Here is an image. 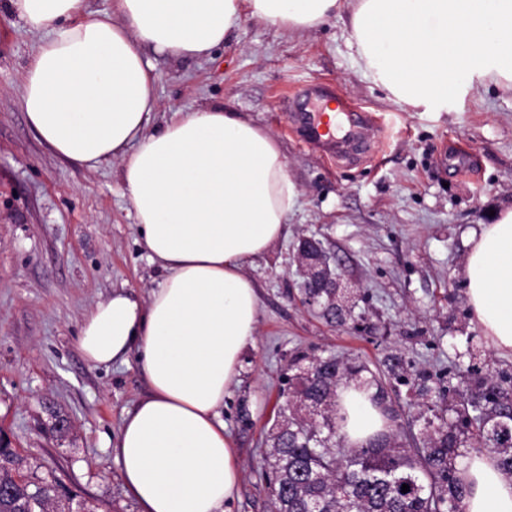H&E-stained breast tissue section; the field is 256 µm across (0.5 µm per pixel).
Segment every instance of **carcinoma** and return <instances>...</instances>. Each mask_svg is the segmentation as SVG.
I'll return each mask as SVG.
<instances>
[{"label": "carcinoma", "mask_w": 512, "mask_h": 512, "mask_svg": "<svg viewBox=\"0 0 512 512\" xmlns=\"http://www.w3.org/2000/svg\"><path fill=\"white\" fill-rule=\"evenodd\" d=\"M353 305V292L342 288L336 298L322 299L320 308L328 321L343 325ZM310 367L311 374L305 368L288 377V401L305 404L310 416L284 408L270 434L273 512H460L464 487L456 460L466 446L492 449L503 475L512 478V387L504 386L506 379L474 377L459 424L428 419L427 446L400 448L402 415L382 405L386 394L376 377L357 379L366 366L329 356ZM354 380L375 389L373 402L388 425L381 438L350 448L342 435L338 391ZM13 463V451H0V512H60L52 509L50 487L16 477Z\"/></svg>", "instance_id": "cac0c4a2"}]
</instances>
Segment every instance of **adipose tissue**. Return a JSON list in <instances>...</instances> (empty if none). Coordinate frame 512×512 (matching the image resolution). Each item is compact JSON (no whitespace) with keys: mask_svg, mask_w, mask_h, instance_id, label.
Returning a JSON list of instances; mask_svg holds the SVG:
<instances>
[{"mask_svg":"<svg viewBox=\"0 0 512 512\" xmlns=\"http://www.w3.org/2000/svg\"><path fill=\"white\" fill-rule=\"evenodd\" d=\"M38 41L21 80L29 125L51 152L94 171L116 165L148 260L161 278L92 306L77 348L93 367L137 356L148 392L109 449L138 512H231L239 466L224 396L259 327L245 268L286 233L299 190L276 136L205 105L161 116L149 55H212L243 17L282 31L341 17L360 72L395 101L444 112L474 85L512 89V0H8ZM461 274L471 313L512 353V207L471 238ZM349 443L382 428L368 391L342 388ZM462 512H512L494 456L458 467Z\"/></svg>","mask_w":512,"mask_h":512,"instance_id":"adipose-tissue-1","label":"adipose tissue"}]
</instances>
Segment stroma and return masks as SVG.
<instances>
[{
	"mask_svg": "<svg viewBox=\"0 0 512 512\" xmlns=\"http://www.w3.org/2000/svg\"><path fill=\"white\" fill-rule=\"evenodd\" d=\"M340 18L293 35L250 18L205 61L160 55L157 95L170 112L225 105L278 138L298 204L288 234L247 265L259 297L255 345L224 397L240 466L232 512H270L266 436L295 353L335 354L381 376L411 418L399 442L423 446L424 422H456L472 369L512 376L472 322L459 271L469 236L512 205V89H468L444 112L394 101L358 72ZM37 35L0 0V436L25 479L52 484L72 512H138L105 446L146 393L137 361L95 368L76 341L85 313L113 291L146 296L160 278L114 168L55 156L29 126L21 75ZM329 85L383 128L354 164L327 159L288 121V99ZM322 244L357 305L344 325L303 305L302 239ZM401 360L386 375L384 360ZM70 421L67 430L55 427Z\"/></svg>",
	"mask_w": 512,
	"mask_h": 512,
	"instance_id": "stroma-1",
	"label": "stroma"
}]
</instances>
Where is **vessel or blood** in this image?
<instances>
[{"label":"vessel or blood","mask_w":512,"mask_h":512,"mask_svg":"<svg viewBox=\"0 0 512 512\" xmlns=\"http://www.w3.org/2000/svg\"><path fill=\"white\" fill-rule=\"evenodd\" d=\"M336 115H327L328 105ZM289 118L302 131L305 142L335 160H354L371 146L376 125L373 115L355 111L351 103L335 90L308 88L303 103L291 107Z\"/></svg>","instance_id":"vessel-or-blood-1"}]
</instances>
